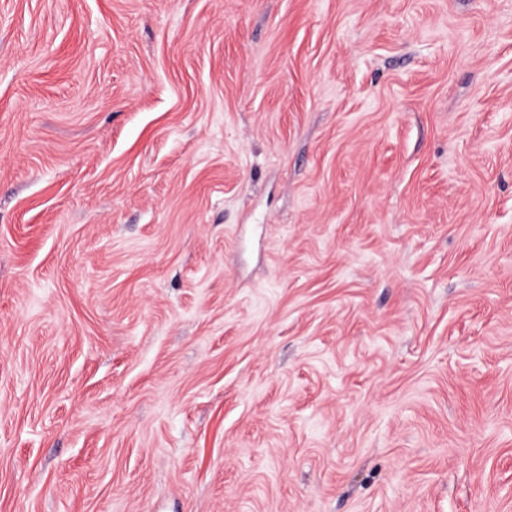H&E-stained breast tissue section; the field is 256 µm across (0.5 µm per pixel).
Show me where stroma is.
Instances as JSON below:
<instances>
[{"mask_svg": "<svg viewBox=\"0 0 512 512\" xmlns=\"http://www.w3.org/2000/svg\"><path fill=\"white\" fill-rule=\"evenodd\" d=\"M0 512H512V0H0Z\"/></svg>", "mask_w": 512, "mask_h": 512, "instance_id": "stroma-1", "label": "stroma"}]
</instances>
